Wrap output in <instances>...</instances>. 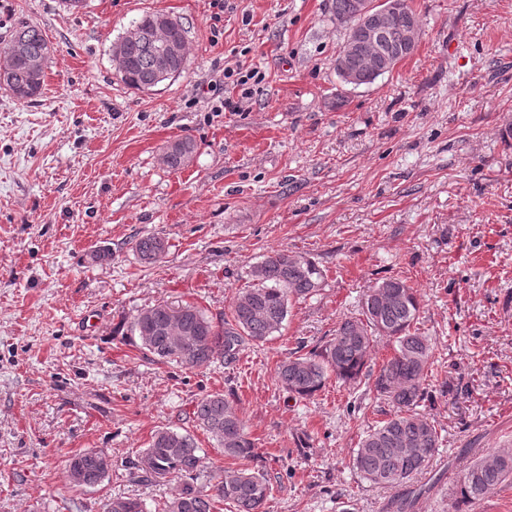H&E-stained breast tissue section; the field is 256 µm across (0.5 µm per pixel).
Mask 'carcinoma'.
I'll list each match as a JSON object with an SVG mask.
<instances>
[{"label": "carcinoma", "instance_id": "1", "mask_svg": "<svg viewBox=\"0 0 512 512\" xmlns=\"http://www.w3.org/2000/svg\"><path fill=\"white\" fill-rule=\"evenodd\" d=\"M357 0H332L336 21L347 25L344 45L350 68L364 72L363 84L379 76L410 55L404 47L407 29L418 25L415 11L405 5L391 13L383 43L378 46L352 43ZM26 42L28 56L51 54V46L37 24L21 19L14 23L0 49L14 40ZM163 39L187 48L183 23L174 20ZM188 57L182 54L163 77L154 72L153 45L132 44L117 63L121 80L136 90H151L180 76ZM45 76L32 77L23 59L0 71V86L18 101L32 103L42 94ZM196 151L189 137L168 144L161 155L162 164L177 171L187 166ZM167 251V243L157 235H145L135 243L139 261L145 265L158 262ZM290 252L275 251L252 266L253 285L236 295L229 312L212 316L192 304L172 311L164 302L137 311L128 322L127 339L143 354L157 360L175 362L186 369L214 363L217 356L227 360L247 343L260 344L281 329L288 315L290 301L307 299L320 291L323 270L311 259H289ZM420 303L417 291L401 278L391 277L375 285L365 295L361 312L341 321L336 334L319 350L289 357L276 365V381L289 393L307 399L326 381L354 382L367 367L373 338L386 336L394 342V354L379 368L376 392L385 397L396 411L368 431L352 457L353 468L367 482L395 490L387 503L389 512H415L422 490L410 481L428 469L438 452L441 435L435 424L417 412L426 399L425 382L434 354L431 340L414 330ZM195 421L218 445L224 456L250 460L257 455L245 422L234 402L220 393L200 398L193 412ZM188 434L160 427L151 435L148 447L130 461L132 475L139 482L157 479L179 481L176 492L164 504V512H216L225 503L232 512H263L271 496V485L260 470L241 467L224 471L209 488L197 485L204 470V457ZM69 464L84 475V486L100 484L105 474L96 467L94 450L74 455ZM512 485V448H498L476 457L462 473L455 490L453 512L461 506L488 499ZM112 512H147L143 501L119 496L112 498Z\"/></svg>", "mask_w": 512, "mask_h": 512}]
</instances>
